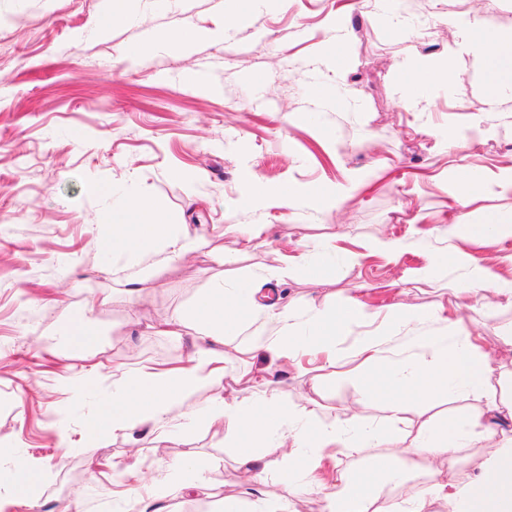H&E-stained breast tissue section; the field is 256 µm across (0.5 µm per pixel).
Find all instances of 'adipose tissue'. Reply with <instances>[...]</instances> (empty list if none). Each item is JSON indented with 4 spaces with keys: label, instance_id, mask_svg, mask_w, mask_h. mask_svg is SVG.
<instances>
[{
    "label": "adipose tissue",
    "instance_id": "1",
    "mask_svg": "<svg viewBox=\"0 0 512 512\" xmlns=\"http://www.w3.org/2000/svg\"><path fill=\"white\" fill-rule=\"evenodd\" d=\"M448 25L453 41L446 58L408 56L398 65L396 88L403 105L423 112L436 85L446 84L449 93H457L458 68L468 65L476 70L481 84L475 92L484 108L471 123L449 126L448 140L456 144L491 136L498 123L512 119V31L490 28L478 13L449 20ZM455 190L464 200L479 195L510 198L512 167L490 178L469 175ZM100 193L111 198L112 205L101 212L99 221L112 227V250L124 256L130 285L140 283L149 254L166 253L172 262L207 245L189 228L177 230L167 224L142 197L114 193L108 184L101 185ZM373 317L363 302L354 299L336 311L312 306L301 320L292 307L280 305L278 295L256 288L251 279L232 290L215 289L200 305L164 317L154 326L164 336H190L187 365L139 366L125 372L113 380L111 399L90 410L87 426L95 435L116 438L132 436L142 427L166 436L171 429L192 427L202 418L213 425L229 421L237 428L238 464L258 476L269 467L261 449L281 429L290 447L288 459L297 469H309L314 450L332 448L338 455L360 458L374 445L370 434L352 435L333 424L291 418L278 394V378L287 375L300 355L320 356L312 384L319 392L335 379V366L345 358L359 371L382 369L378 393L395 423L402 421L414 401L431 402L460 390L484 401L463 420L448 421L410 439L399 438L397 448L374 467L383 480L403 484L408 462L418 457H445L482 439L488 446L474 472L451 482L437 480L419 492L407 490L393 499L380 498L359 473L336 468L316 486L323 497V512H512V391L500 393L490 387L495 359L512 358V330L504 335L505 348L498 353L481 350L459 321L454 325L455 348H448L444 337H427L435 353L430 363L382 365L385 339L376 334L360 337L348 356L340 357L337 332ZM244 334L249 337L244 353L256 368L240 375L235 388L229 389L224 385L223 347ZM202 388L214 390L210 404L201 410H181L182 401Z\"/></svg>",
    "mask_w": 512,
    "mask_h": 512
}]
</instances>
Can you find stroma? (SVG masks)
Wrapping results in <instances>:
<instances>
[{
  "instance_id": "1",
  "label": "stroma",
  "mask_w": 512,
  "mask_h": 512,
  "mask_svg": "<svg viewBox=\"0 0 512 512\" xmlns=\"http://www.w3.org/2000/svg\"><path fill=\"white\" fill-rule=\"evenodd\" d=\"M346 2L288 0L283 7L268 0L258 24L240 28L230 20L235 0H128L132 21L103 30L108 0H0V445L43 476L19 512H57L63 504L72 512H137L134 494L113 492L136 462L149 478L186 458L205 468L207 484L168 496L165 512H222L228 499L262 512L284 479L311 481L308 472L290 469L281 448L264 449L272 466L263 479L250 480L235 462L229 424L199 425L175 442L88 433L87 414L111 398L113 373L138 363L183 364L188 342L150 327L213 289L252 278L282 300L332 308L361 296L378 316L373 325L345 327L336 346L350 351L375 328L389 336V363L432 361L425 337L455 343L451 322L458 318L491 348L512 327V300L453 293L477 265L512 280V237L475 241L452 224L461 208L478 220L487 211L512 210V198L485 196L466 205L443 188L464 170L491 173L512 161V125L442 147L440 132L468 123L482 107L479 97L452 96L439 86L420 112L400 103L394 83L406 56L447 53L452 33L445 18L475 12L492 28L510 30L512 0H402L401 32L383 30L371 13L354 9L338 65L320 49L329 13ZM173 28L200 37L186 48L162 44V33ZM135 48L142 55L133 59ZM203 67L212 71L211 87L185 82ZM340 71L347 95L323 111L312 86L333 88ZM326 127L334 139L324 138ZM378 164L386 171L377 186L336 209L243 205L253 178L323 188ZM101 182L146 198L168 223L221 237L223 256L203 248L159 265L130 298L124 260L109 250L112 228L98 221L109 205L97 191ZM228 224H261L265 232L246 248L225 232ZM395 239L406 242L398 256L375 252L377 242ZM327 243L336 248L335 263L320 279H308L305 252ZM457 253L469 262L454 261ZM435 256L447 264L432 281H414ZM283 265L284 283L272 275ZM399 302L425 311L442 303L446 312L393 329L386 313ZM75 321L94 344L60 350L63 328ZM92 371L96 385L74 394V381ZM281 390L291 415L343 425L358 415L366 428L380 429L365 460L345 457L342 466L365 469L391 448L394 425L384 402L347 366L337 367L327 392L314 393L297 368ZM476 403L467 395L418 402L394 427L405 435L424 424L437 428ZM481 452L477 445L442 460L419 458L409 465L408 484L419 490L471 470Z\"/></svg>"
}]
</instances>
